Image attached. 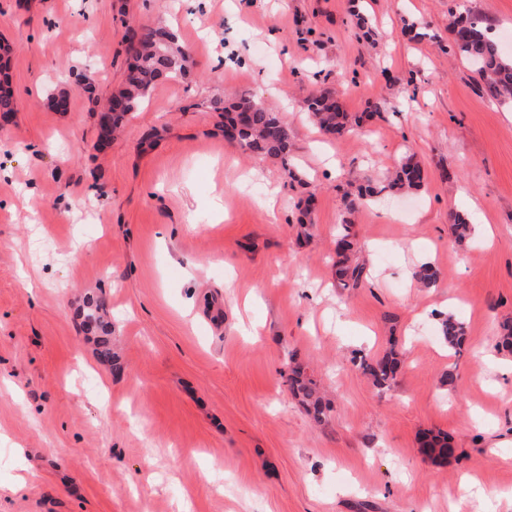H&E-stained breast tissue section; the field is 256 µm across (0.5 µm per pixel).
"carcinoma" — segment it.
<instances>
[{
  "mask_svg": "<svg viewBox=\"0 0 512 512\" xmlns=\"http://www.w3.org/2000/svg\"><path fill=\"white\" fill-rule=\"evenodd\" d=\"M448 52L464 57L475 67L480 91L501 101H512V56L505 53L500 41L492 32L491 23L483 16H460L452 30ZM11 45L0 41V114L11 116L16 112V101L7 88L9 85V60ZM132 62L125 73L122 86L109 98L107 111L101 113V129L109 135L121 128L138 110L156 84L163 79L178 80L187 75V57L179 42L177 32L166 25L145 26L138 35L137 46L132 49ZM307 109L322 133L331 139H340L358 131L361 119L342 111L334 93L321 90L307 100ZM224 118L223 130L227 139L236 143L244 152L258 158H275L289 165L293 142V129L279 113L255 100L226 103L216 108ZM421 168L409 161L395 168L384 183L370 182L361 189V198L375 201L402 190L421 186ZM450 228L463 242L472 234V225L459 214L451 216ZM336 283L340 288H357L370 276L366 262L354 249L353 225H339L335 241ZM439 278L438 270L430 263H423L413 271V279L422 287L430 288ZM110 310L102 298L90 301L85 325L101 332L96 340L97 359L119 372V357L112 351ZM439 336L448 349L458 353L464 341L465 328L452 316L441 320ZM353 363L371 380L373 386L384 392L392 386L401 365L400 353L392 348L376 358L355 357ZM288 389L300 398L308 415L317 423L322 422L328 406L319 395L316 380L306 367L296 363L286 377ZM424 452L433 458L447 461L455 457V448L446 435L426 434L420 439Z\"/></svg>",
  "mask_w": 512,
  "mask_h": 512,
  "instance_id": "cac0c4a2",
  "label": "carcinoma"
}]
</instances>
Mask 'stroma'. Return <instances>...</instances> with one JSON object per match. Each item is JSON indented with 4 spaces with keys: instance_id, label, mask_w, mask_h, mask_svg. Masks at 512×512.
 I'll return each instance as SVG.
<instances>
[{
    "instance_id": "35a3bbf8",
    "label": "stroma",
    "mask_w": 512,
    "mask_h": 512,
    "mask_svg": "<svg viewBox=\"0 0 512 512\" xmlns=\"http://www.w3.org/2000/svg\"><path fill=\"white\" fill-rule=\"evenodd\" d=\"M361 4L370 41L347 0H0L17 102L0 130V512H512V352L496 346L512 320V106L443 51L475 12L512 53V0ZM158 22L190 74L99 145L124 31ZM58 88L68 111L45 104ZM317 89L365 135L319 133ZM244 94L293 128L294 174L218 129L212 100ZM407 155L420 189L347 211L345 192ZM346 219L371 277L343 289L329 256ZM424 262L434 287L410 277ZM89 296L112 311L121 372L81 328ZM447 314L465 324L457 354L437 334ZM394 342L404 364L381 392L351 358ZM293 360L327 392L322 423L288 390ZM427 431L456 459L422 453Z\"/></svg>"
}]
</instances>
